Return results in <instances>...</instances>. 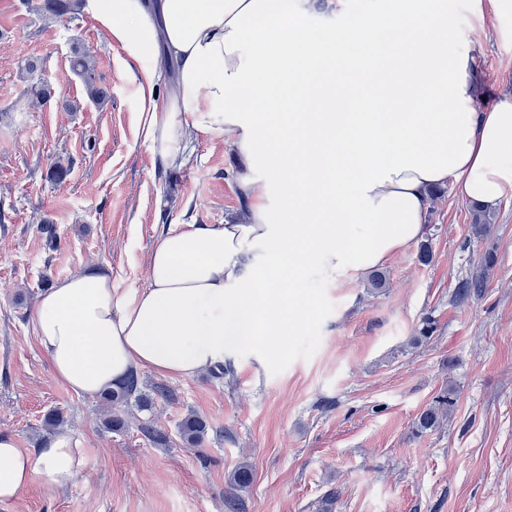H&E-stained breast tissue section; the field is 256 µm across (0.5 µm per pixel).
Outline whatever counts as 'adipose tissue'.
<instances>
[{
	"instance_id": "1",
	"label": "adipose tissue",
	"mask_w": 512,
	"mask_h": 512,
	"mask_svg": "<svg viewBox=\"0 0 512 512\" xmlns=\"http://www.w3.org/2000/svg\"><path fill=\"white\" fill-rule=\"evenodd\" d=\"M488 5L512 37V0H84L139 66L155 158L180 167L223 137L246 207L217 225L183 217L142 287L93 270L41 293L35 333L55 377L78 395L139 369L195 377L301 325L288 299L310 273L356 280L417 243L430 190L512 199V99L476 111L481 75L453 43ZM166 54L177 70L161 110ZM83 469L67 437L27 449L0 435L2 502Z\"/></svg>"
}]
</instances>
